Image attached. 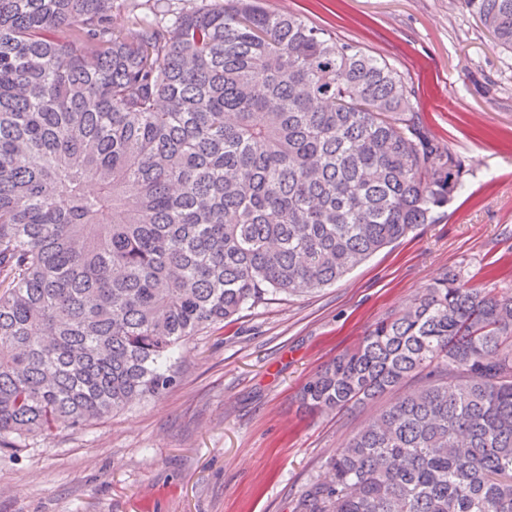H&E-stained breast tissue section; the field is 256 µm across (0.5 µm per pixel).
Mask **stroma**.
<instances>
[{
	"label": "stroma",
	"instance_id": "1",
	"mask_svg": "<svg viewBox=\"0 0 512 512\" xmlns=\"http://www.w3.org/2000/svg\"><path fill=\"white\" fill-rule=\"evenodd\" d=\"M384 59L441 150L468 170L420 225L335 285L244 310L178 353L162 395L0 453V512H294L374 412L304 416L322 366L447 271L512 289V54L460 0H262Z\"/></svg>",
	"mask_w": 512,
	"mask_h": 512
}]
</instances>
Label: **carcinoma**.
<instances>
[{
    "mask_svg": "<svg viewBox=\"0 0 512 512\" xmlns=\"http://www.w3.org/2000/svg\"><path fill=\"white\" fill-rule=\"evenodd\" d=\"M114 2L0 0V452L168 391L193 337L340 281L466 173L395 69L299 15ZM461 4L512 53V0ZM418 376L295 512H512V290L444 273L300 405Z\"/></svg>",
    "mask_w": 512,
    "mask_h": 512,
    "instance_id": "carcinoma-1",
    "label": "carcinoma"
}]
</instances>
